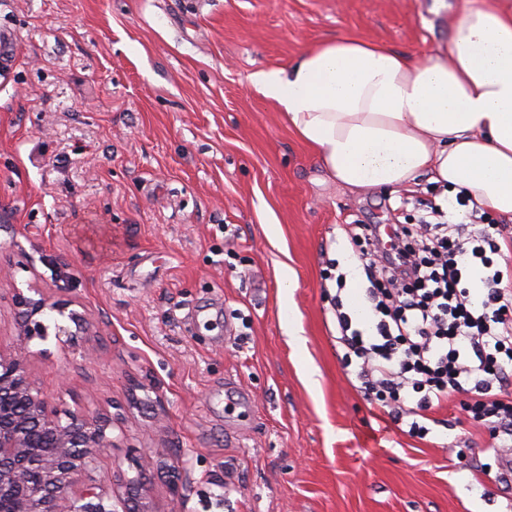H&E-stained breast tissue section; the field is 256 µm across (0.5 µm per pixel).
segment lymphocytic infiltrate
I'll list each match as a JSON object with an SVG mask.
<instances>
[{"label": "lymphocytic infiltrate", "mask_w": 512, "mask_h": 512, "mask_svg": "<svg viewBox=\"0 0 512 512\" xmlns=\"http://www.w3.org/2000/svg\"><path fill=\"white\" fill-rule=\"evenodd\" d=\"M458 213L432 202L418 224L393 225L381 236L360 225L352 238L375 246L364 265L369 325L337 311L342 344L358 360L354 371L365 392L391 420L460 392L471 395L474 418L492 424L496 455L512 453V300L502 286L512 270L497 267L496 241L462 237V221L478 223L465 194Z\"/></svg>", "instance_id": "lymphocytic-infiltrate-1"}]
</instances>
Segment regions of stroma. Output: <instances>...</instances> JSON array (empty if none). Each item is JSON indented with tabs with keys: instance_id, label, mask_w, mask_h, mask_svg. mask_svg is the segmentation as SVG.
<instances>
[{
	"instance_id": "stroma-1",
	"label": "stroma",
	"mask_w": 512,
	"mask_h": 512,
	"mask_svg": "<svg viewBox=\"0 0 512 512\" xmlns=\"http://www.w3.org/2000/svg\"><path fill=\"white\" fill-rule=\"evenodd\" d=\"M459 2L0 0V348L16 287L91 324L94 359L51 334L28 362L51 406L120 412L89 480L160 457L157 512H512L465 395L412 436L338 341L334 296L367 286L346 226L417 223L445 191L337 185L248 80L331 36L428 56Z\"/></svg>"
}]
</instances>
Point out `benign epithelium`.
Instances as JSON below:
<instances>
[{"mask_svg":"<svg viewBox=\"0 0 512 512\" xmlns=\"http://www.w3.org/2000/svg\"><path fill=\"white\" fill-rule=\"evenodd\" d=\"M19 310L17 345L0 349V512H156L146 490L150 460L136 459L135 475L121 474L112 498L93 484L79 491L82 477L102 452L113 446L107 435L112 419L49 407L43 391L28 374L30 342L55 335L74 340L89 335L88 323L65 300L52 301L38 288L13 289Z\"/></svg>","mask_w":512,"mask_h":512,"instance_id":"benign-epithelium-1","label":"benign epithelium"}]
</instances>
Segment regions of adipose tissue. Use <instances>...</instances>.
<instances>
[{"instance_id":"ef3b65f1","label":"adipose tissue","mask_w":512,"mask_h":512,"mask_svg":"<svg viewBox=\"0 0 512 512\" xmlns=\"http://www.w3.org/2000/svg\"><path fill=\"white\" fill-rule=\"evenodd\" d=\"M327 175L392 192L429 175L512 220V6L460 0L423 59L360 36L321 41L249 76Z\"/></svg>"}]
</instances>
